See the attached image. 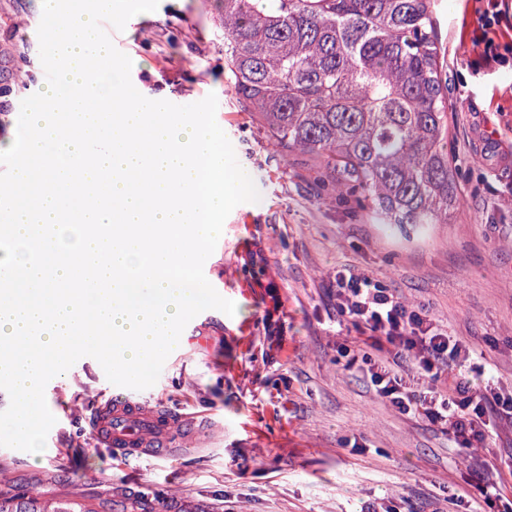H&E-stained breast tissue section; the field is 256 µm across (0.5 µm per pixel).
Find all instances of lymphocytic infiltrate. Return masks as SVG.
<instances>
[{
    "label": "lymphocytic infiltrate",
    "mask_w": 512,
    "mask_h": 512,
    "mask_svg": "<svg viewBox=\"0 0 512 512\" xmlns=\"http://www.w3.org/2000/svg\"><path fill=\"white\" fill-rule=\"evenodd\" d=\"M336 298L341 314L365 331L363 345L375 352V390L398 413L439 425L465 451L490 441L491 414L512 416V389L475 387L473 376L484 373L478 356L422 309L346 269L336 273ZM403 360L412 363L416 378L427 380L426 388L398 372Z\"/></svg>",
    "instance_id": "f902f5d3"
}]
</instances>
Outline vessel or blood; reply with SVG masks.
Here are the masks:
<instances>
[{
    "label": "vessel or blood",
    "instance_id": "obj_1",
    "mask_svg": "<svg viewBox=\"0 0 512 512\" xmlns=\"http://www.w3.org/2000/svg\"><path fill=\"white\" fill-rule=\"evenodd\" d=\"M92 436L120 449L127 458L184 442L185 426L163 407H147L132 394H117L101 405L88 423Z\"/></svg>",
    "mask_w": 512,
    "mask_h": 512
}]
</instances>
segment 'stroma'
<instances>
[{
  "label": "stroma",
  "mask_w": 512,
  "mask_h": 512,
  "mask_svg": "<svg viewBox=\"0 0 512 512\" xmlns=\"http://www.w3.org/2000/svg\"><path fill=\"white\" fill-rule=\"evenodd\" d=\"M495 6L493 58L478 36ZM41 17V0H0V88L9 91L0 147L16 137L30 81L45 74ZM436 20L462 207L422 235L329 197L305 157L269 146L231 93L214 0H159L127 22L117 48L133 63L132 82L175 104L215 94L216 120L260 194L232 210L204 264L237 310H205L138 393L193 418L182 451L123 459L94 440L87 418L115 386L85 356L46 385L55 423L44 450L0 447V489L98 512H132L145 493L161 494L165 512H467L457 495L495 478L492 462L512 460V421L463 457L439 427L394 411L367 364L347 366L341 355L356 331L336 300L337 270L371 276L512 386V0H436Z\"/></svg>",
  "instance_id": "35a3bbf8"
}]
</instances>
